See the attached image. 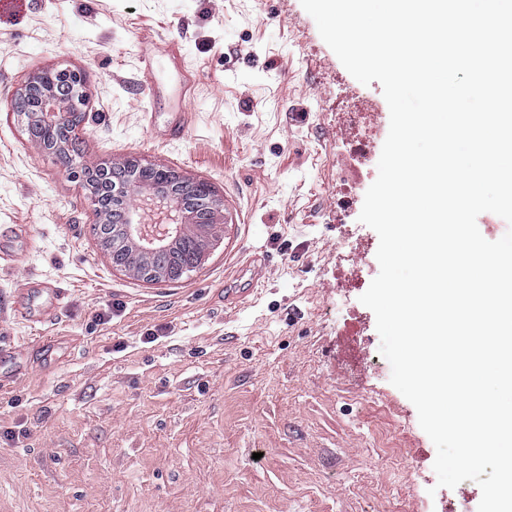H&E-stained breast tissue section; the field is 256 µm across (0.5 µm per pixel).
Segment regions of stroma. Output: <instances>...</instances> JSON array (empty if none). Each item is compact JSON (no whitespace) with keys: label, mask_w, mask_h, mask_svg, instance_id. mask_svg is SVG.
<instances>
[{"label":"stroma","mask_w":512,"mask_h":512,"mask_svg":"<svg viewBox=\"0 0 512 512\" xmlns=\"http://www.w3.org/2000/svg\"><path fill=\"white\" fill-rule=\"evenodd\" d=\"M53 68L85 78L84 161L223 198L203 267L113 269L85 188L12 110ZM388 131L380 83L300 0H0V512H477V483L437 488L360 301Z\"/></svg>","instance_id":"35a3bbf8"}]
</instances>
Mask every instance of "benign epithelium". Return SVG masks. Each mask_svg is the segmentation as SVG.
<instances>
[{"mask_svg":"<svg viewBox=\"0 0 512 512\" xmlns=\"http://www.w3.org/2000/svg\"><path fill=\"white\" fill-rule=\"evenodd\" d=\"M83 76L67 69L31 74L15 108L36 127L74 130L88 104ZM42 151L70 160L69 174L83 178L89 207L102 214L112 234L100 236L114 269L151 284L182 280L189 270L164 262L184 236L195 240L193 268L201 267L221 242L224 200L203 181H189L161 163L128 159L115 166L78 162L69 141L39 142Z\"/></svg>","mask_w":512,"mask_h":512,"instance_id":"benign-epithelium-1","label":"benign epithelium"}]
</instances>
